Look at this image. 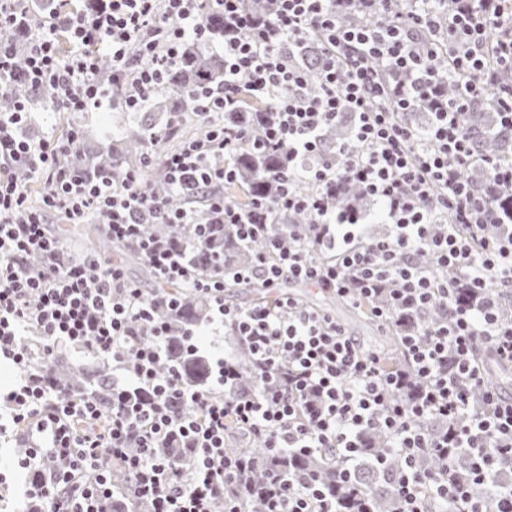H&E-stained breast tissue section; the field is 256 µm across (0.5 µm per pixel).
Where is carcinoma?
Segmentation results:
<instances>
[{"label":"carcinoma","mask_w":512,"mask_h":512,"mask_svg":"<svg viewBox=\"0 0 512 512\" xmlns=\"http://www.w3.org/2000/svg\"><path fill=\"white\" fill-rule=\"evenodd\" d=\"M18 10L24 12L23 26L30 31L41 22L43 13L40 9L26 3L19 4ZM204 14L213 37L224 36V18L216 14L210 6H205ZM23 33H15L14 42V76L6 91L0 94V112L10 111L19 100H26L32 106L43 110L49 108L46 95L33 88L24 78L26 50L21 44ZM224 82V57L203 51L194 41H186L182 47L180 65L171 70L167 76L166 87L154 97L153 111L164 112L170 116L178 114L181 121L193 119L197 111L196 102L190 91L200 85L214 86ZM494 103L487 99L466 114L465 122L472 137L475 152L480 156L512 155V128H503L497 124L493 114ZM161 135L169 139L176 136V128L168 123L158 124L154 116L143 115L130 118L121 133V146L118 149L110 145L95 148L85 141L70 156V161L80 172L90 178L107 176L116 181L122 180L130 171H141L145 175L148 188L164 198L171 207L180 208L198 200L201 195L185 198L171 193L158 173L145 166L146 154L152 148L151 135ZM348 129L344 124L327 127L323 132V143L333 147L347 137ZM237 180L224 187V196L245 202L252 197L270 198L275 193L276 182L271 173L285 169L287 162L282 157L271 158L247 149L236 157ZM366 197L354 185L345 186L339 193L336 203L341 207L362 210ZM214 236L203 246L189 255L192 263L210 270L216 266L224 269V287L236 288L233 279L235 269L251 262L255 254L264 250V241L244 243L238 239L234 230L223 224H212ZM272 231L276 233L282 246H295L312 235V224L305 215H278ZM148 232L164 245L182 243L193 235V229L184 224H151ZM84 241L88 245L98 244L102 252L114 254L115 261L122 266H137L145 278H154L151 268L134 251L112 245V241L100 236V228L89 224L85 228ZM173 294L180 299L177 310L170 311L162 305V298ZM159 302L156 315L170 324L171 336L168 337V349L161 359L158 372L166 374L170 370L179 372L183 384L202 388L210 384L209 360L199 352L186 349V331L203 322L208 314V300L192 290L177 286H166L153 294ZM444 314L439 307L423 311L409 310L402 316L400 323L389 328V335L371 336L368 341L373 346L364 351L378 356L387 369H409V363L400 346L399 336L408 330L405 326L408 318H413L412 326H420L435 320ZM240 370V383L244 388H253L257 380L251 362L242 349L236 351ZM51 377L57 387L77 395L95 397L100 404H112V374L108 359L91 356L86 363L75 365L67 357V352L59 350L54 353L51 362ZM388 436L382 431H373L365 438L364 448L359 450L356 467L351 475L340 476L336 459L330 455L303 456L295 460L296 469L312 472L325 490L331 491L341 500L343 512H358L359 501L366 500L370 512H396L397 503L393 495L391 478L401 468V460L388 458L377 462L379 451L385 447ZM229 452L245 454L252 458L253 468L247 479L263 482L275 473L288 468L291 459L286 453L272 454L258 440L247 443L234 439L230 442ZM158 456L185 466L189 459L186 449L176 445H166L157 449ZM471 456L458 451L455 462V477L466 483L471 477ZM110 512H150V505L133 500L127 501L117 497L109 503Z\"/></svg>","instance_id":"obj_1"}]
</instances>
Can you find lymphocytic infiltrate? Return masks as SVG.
<instances>
[{"mask_svg":"<svg viewBox=\"0 0 512 512\" xmlns=\"http://www.w3.org/2000/svg\"><path fill=\"white\" fill-rule=\"evenodd\" d=\"M200 0H96L79 12L51 10L30 39L26 77L43 90L54 110L97 112L112 101V82L123 79L127 112L144 109L165 87L181 60L185 38L218 44L224 82L198 91L204 134L158 157L173 191H201L217 223L234 226L249 241L263 237L268 250L237 273L239 282L263 281L275 298L251 307L224 302V271L198 273L187 257L207 240L199 212L171 209L154 197L142 174L122 180H91L70 166L79 134H24L30 108L17 101L0 112V359L19 372L0 388V437L24 434L36 448L14 457L16 470L38 471L42 458L69 461L63 475L37 480L24 493L44 512H101L116 495L151 502L154 512H248L259 499L263 512H340L308 472L285 470L270 485L241 480L252 468L246 455L225 451L231 434L259 438L268 451L296 455L332 453L341 472L353 466L365 434L386 431L390 451L403 465L393 477L400 512H430L429 498L462 502L467 512H512V489L486 510L473 487L453 478L460 448H483L474 482L512 462V396L489 387L476 360L483 344L512 365V158L478 156L465 115L493 97L502 126L512 127V12L503 0H454L443 12L435 0H412L390 14L391 0H273L257 15L242 0H209L224 15V37L213 41ZM321 46L316 72L296 61L308 41ZM447 53L457 76L454 96H445L432 62ZM112 60V77L100 76V57ZM428 103V121L406 119ZM348 124L347 140L326 149L324 127ZM250 149L285 155L276 173L274 199L242 208L218 194L236 179L235 157ZM486 177L475 186L472 166ZM43 179L41 208H31L15 170ZM348 184L379 202L389 236L364 239L361 213L331 203ZM64 212L75 224L102 221L114 243L138 252L162 284H180L206 296V321L246 347L258 376L247 395L237 392L238 370L220 350L211 354L207 389L183 385L177 372L159 374L168 329L154 318V301L106 258L77 257L45 221ZM305 213L313 235L283 249L269 226L274 213ZM148 224H188L194 235L176 248L157 244ZM498 225L495 236L485 225ZM431 266L414 261L416 253ZM38 255L39 266L28 265ZM452 270L442 279L437 269ZM301 280L354 305L380 299L373 316L390 324L404 310L444 307L445 316L403 345L420 380L416 395L397 398L407 376L386 371L329 314L301 306L277 288ZM481 295L464 302L460 289ZM42 340L39 354L22 344ZM63 348L112 359L111 409L66 394L49 379L51 357ZM447 420L442 439L423 434L422 420ZM179 442L190 452L189 468L160 459L155 449ZM440 466L422 471L420 451ZM130 483L117 487L111 466Z\"/></svg>","mask_w":512,"mask_h":512,"instance_id":"obj_1","label":"lymphocytic infiltrate"}]
</instances>
